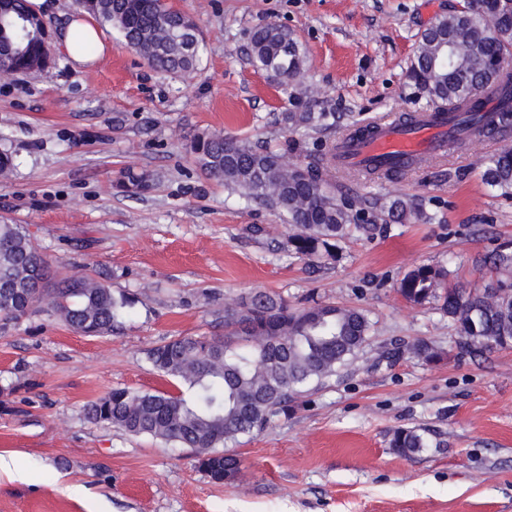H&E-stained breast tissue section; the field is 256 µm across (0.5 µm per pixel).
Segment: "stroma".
Masks as SVG:
<instances>
[{
  "mask_svg": "<svg viewBox=\"0 0 512 512\" xmlns=\"http://www.w3.org/2000/svg\"><path fill=\"white\" fill-rule=\"evenodd\" d=\"M201 32L198 68H150L114 29L102 58L74 65L62 49L25 75L0 76V221L23 225L56 274L87 273L128 296L118 330L75 332L48 302L0 320V512H512V346L482 356L457 346L436 303L399 293L421 265L452 288H482L481 261L512 241V194L485 185L492 142L434 154L398 179L330 170L336 198L360 203L366 229L336 260L288 249L289 226L207 178L185 149L214 131L262 142L288 162L326 157L347 127L413 112L417 37L457 0H172ZM276 24L305 53L294 88L336 115L289 129L287 86L251 62L250 35ZM147 173L140 195L118 185ZM424 216L397 222L390 201ZM265 292L295 307L335 302L368 315L358 356L289 414L228 445L237 476L212 482L194 449L91 421L116 387L168 383L148 352L174 336H223L224 309ZM425 341L427 361L410 354ZM426 431L431 448L403 456L395 430ZM84 486L82 495L70 493Z\"/></svg>",
  "mask_w": 512,
  "mask_h": 512,
  "instance_id": "obj_1",
  "label": "stroma"
}]
</instances>
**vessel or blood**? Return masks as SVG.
<instances>
[{
	"instance_id": "1",
	"label": "vessel or blood",
	"mask_w": 512,
	"mask_h": 512,
	"mask_svg": "<svg viewBox=\"0 0 512 512\" xmlns=\"http://www.w3.org/2000/svg\"><path fill=\"white\" fill-rule=\"evenodd\" d=\"M452 128L447 115L428 114L411 123L393 121L373 131L351 132L331 148L340 167H396L418 160L432 150Z\"/></svg>"
}]
</instances>
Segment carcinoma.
<instances>
[{
  "label": "carcinoma",
  "mask_w": 512,
  "mask_h": 512,
  "mask_svg": "<svg viewBox=\"0 0 512 512\" xmlns=\"http://www.w3.org/2000/svg\"><path fill=\"white\" fill-rule=\"evenodd\" d=\"M76 5L116 28L158 71L187 74L199 60L196 24L164 0H76ZM3 8L10 17L33 16L27 0H4ZM250 53L256 67L274 72L288 85L305 64L297 40L275 24L252 32ZM50 61L43 20L28 24L21 34L3 23L0 74L25 75ZM511 67L512 0H464L420 33L409 77L426 101L423 111L455 113L461 132L481 124L470 101L483 91L493 92L506 136L512 128ZM288 101L297 108L284 116L292 128L325 126L332 117L313 111V100L305 93L292 90ZM186 149L207 178L282 213L289 224L288 247L299 256L334 260L337 242L351 228L362 229L356 204L328 192L318 165L283 169L278 152L221 132L197 135ZM482 180L491 188L512 191V145L484 159ZM119 186L142 193L150 187V177L128 172ZM387 213L401 221L420 217L402 200L392 201ZM485 264L496 277L474 292L448 287V272L430 265L410 270L398 285L413 304L440 302V310L457 325L459 348L470 355L490 352L512 339V250L502 246ZM50 270L47 255L23 225L0 223V279L9 277L17 291L50 300L62 321L78 332H111L128 306L124 295L85 273H74L45 290ZM23 314L15 293L0 290V319ZM224 323L235 329L222 338L177 336L148 352L155 371L192 390L193 398L180 392L114 388L89 406V418L131 435L193 448L199 469L211 479L221 472L233 475L238 461L223 454V447L288 414L299 396L335 376L356 355L371 329L361 310L316 304L297 311L284 299L262 292L231 299ZM389 446L410 455L430 447V441L418 429L402 428L392 433Z\"/></svg>",
  "instance_id": "cac0c4a2"
}]
</instances>
